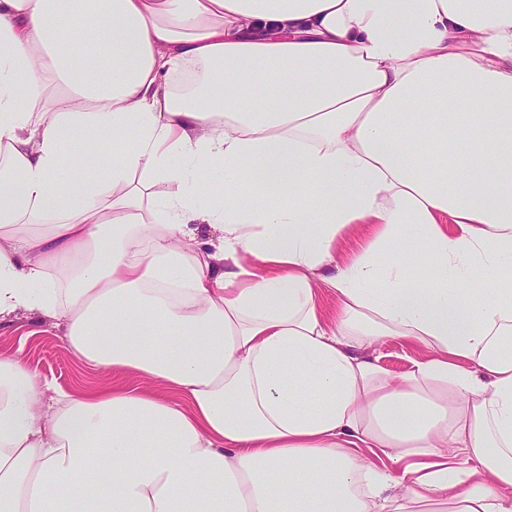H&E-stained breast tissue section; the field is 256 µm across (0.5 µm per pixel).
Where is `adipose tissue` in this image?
I'll return each instance as SVG.
<instances>
[{
	"label": "adipose tissue",
	"mask_w": 512,
	"mask_h": 512,
	"mask_svg": "<svg viewBox=\"0 0 512 512\" xmlns=\"http://www.w3.org/2000/svg\"><path fill=\"white\" fill-rule=\"evenodd\" d=\"M21 309L112 381L0 355V512H512V0H0ZM365 230L360 232L359 229H352L344 238L336 245V263H342L349 259L364 243ZM376 355L380 363L389 370L394 377L400 376L411 367V361L417 359L420 353L399 338H382L376 344Z\"/></svg>",
	"instance_id": "1"
}]
</instances>
